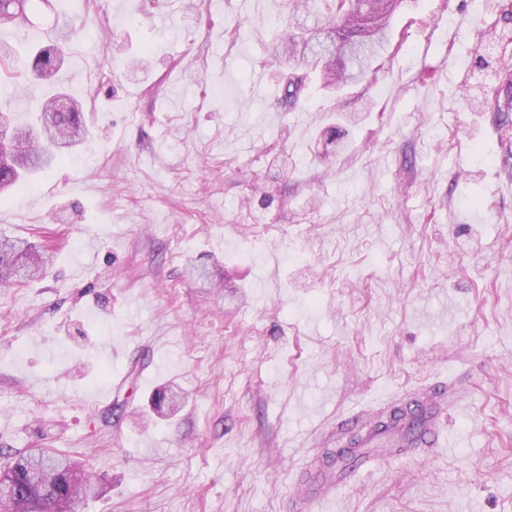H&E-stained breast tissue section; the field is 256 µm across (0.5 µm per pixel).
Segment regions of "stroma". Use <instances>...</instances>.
I'll use <instances>...</instances> for the list:
<instances>
[{"instance_id":"obj_1","label":"stroma","mask_w":512,"mask_h":512,"mask_svg":"<svg viewBox=\"0 0 512 512\" xmlns=\"http://www.w3.org/2000/svg\"><path fill=\"white\" fill-rule=\"evenodd\" d=\"M114 3L28 10L72 21L57 84L91 135L0 201V235L51 256L0 286V448L85 462L104 491L77 512H296L369 407L450 382L449 447L347 468L330 512H512V174L480 39L512 17L404 0L375 78L287 109L288 0Z\"/></svg>"}]
</instances>
